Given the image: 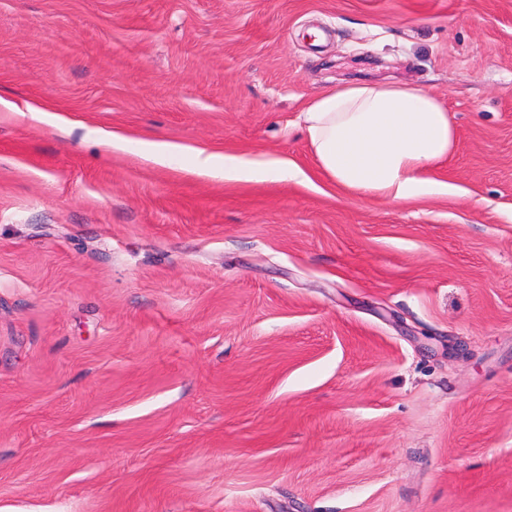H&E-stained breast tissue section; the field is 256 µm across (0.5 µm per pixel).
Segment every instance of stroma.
<instances>
[{
  "label": "stroma",
  "mask_w": 512,
  "mask_h": 512,
  "mask_svg": "<svg viewBox=\"0 0 512 512\" xmlns=\"http://www.w3.org/2000/svg\"><path fill=\"white\" fill-rule=\"evenodd\" d=\"M363 80L454 193L320 172ZM0 512H512V0H0ZM303 113L320 171L345 192L391 203L454 193L429 175L453 156L458 134L428 90L346 85L324 92ZM240 175L255 177L275 176L282 180L303 181L307 179L305 172L288 159H269L263 161L243 160L228 157L224 160V180L234 179Z\"/></svg>",
  "instance_id": "stroma-1"
}]
</instances>
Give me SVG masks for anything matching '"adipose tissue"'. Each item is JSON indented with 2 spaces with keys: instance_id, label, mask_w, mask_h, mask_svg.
Instances as JSON below:
<instances>
[{
  "instance_id": "adipose-tissue-1",
  "label": "adipose tissue",
  "mask_w": 512,
  "mask_h": 512,
  "mask_svg": "<svg viewBox=\"0 0 512 512\" xmlns=\"http://www.w3.org/2000/svg\"><path fill=\"white\" fill-rule=\"evenodd\" d=\"M320 171L345 192L401 203L432 192L451 193L432 178L449 161L458 134L447 109L428 90L403 84L362 83L324 92L304 112ZM305 180L285 159L228 157L224 176Z\"/></svg>"
}]
</instances>
